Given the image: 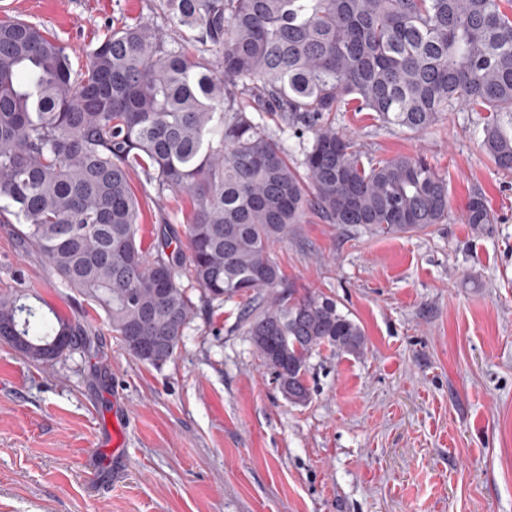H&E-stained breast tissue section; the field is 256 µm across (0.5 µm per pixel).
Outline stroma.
I'll use <instances>...</instances> for the list:
<instances>
[{"label":"stroma","mask_w":512,"mask_h":512,"mask_svg":"<svg viewBox=\"0 0 512 512\" xmlns=\"http://www.w3.org/2000/svg\"><path fill=\"white\" fill-rule=\"evenodd\" d=\"M3 16L44 24L76 70L124 25L179 33L155 0H0ZM336 127L378 158L424 155L448 181V218L391 236L311 212L275 245L288 281L335 297L368 340L359 358H311L304 405L258 356L244 299L202 309L153 367L20 244L18 223H0V294L38 295L105 343L51 366L0 342V512H512V174L482 151L480 112L454 108L422 133L368 112L337 113ZM131 181L143 243L184 230L186 193L158 204L141 169ZM476 193L494 223L463 222Z\"/></svg>","instance_id":"stroma-1"}]
</instances>
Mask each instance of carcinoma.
<instances>
[{"mask_svg": "<svg viewBox=\"0 0 512 512\" xmlns=\"http://www.w3.org/2000/svg\"><path fill=\"white\" fill-rule=\"evenodd\" d=\"M507 0H158L186 29L114 30L73 76L67 47L43 26L0 20V200L23 246L101 309L137 359L177 353L198 307L246 298L249 336L288 402L312 399L310 359L364 354L361 325L324 293L299 294L273 249L306 212L328 224L421 234L448 218V182L422 156L377 160L336 129L338 112H372L382 126L423 132L458 104L485 112L481 147L512 173V7ZM274 112L283 132L310 134L300 164L247 114ZM156 200H195L188 251L167 230L144 246L130 170ZM465 223H494L472 195ZM52 363L89 351L79 322L38 315L0 295V340Z\"/></svg>", "mask_w": 512, "mask_h": 512, "instance_id": "obj_1", "label": "carcinoma"}]
</instances>
